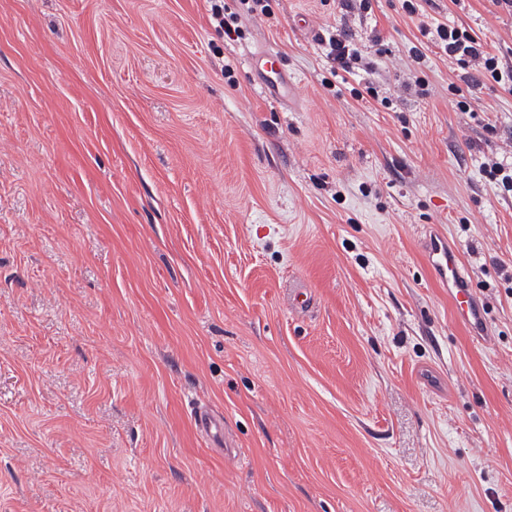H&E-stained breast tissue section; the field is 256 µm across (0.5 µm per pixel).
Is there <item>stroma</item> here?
Instances as JSON below:
<instances>
[{"mask_svg":"<svg viewBox=\"0 0 512 512\" xmlns=\"http://www.w3.org/2000/svg\"><path fill=\"white\" fill-rule=\"evenodd\" d=\"M267 4L223 0L232 42L207 0H0V512H512V92L459 106L401 0ZM420 4L512 65L496 0ZM344 22L380 101L337 89ZM219 1L210 0V2H215L211 5V12L212 17L219 20V27L224 30V38L232 41L242 38L238 17L233 15H230L228 19L224 17V7L216 3ZM355 37L356 34L346 26L337 27L328 36V57L336 64V76H339V71L353 74L360 66L365 67L366 71L374 68L372 63L364 62L365 45ZM273 59V55L267 52H259L255 54L253 57L254 68L259 74H261L262 78L264 79V84L266 86L262 87V89L264 91L265 89H268L269 91H272L274 93L281 92V95L283 97H288V94H293L294 86L292 84L288 85V80L284 75L283 69L281 67H278V69L276 70L277 77L276 79L272 80L269 79L264 73V70H268V66L269 64L272 63ZM482 172L484 177L497 186L502 194L512 195V166L506 167L504 164L496 161L484 163ZM424 252L436 279L448 287L460 322L469 328L474 336H485L488 327L484 309L474 297L458 254L448 248L447 241L429 233L424 242Z\"/></svg>","mask_w":512,"mask_h":512,"instance_id":"obj_1","label":"stroma"}]
</instances>
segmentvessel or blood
Returning <instances> with one entry per match:
<instances>
[{"instance_id":"vessel-or-blood-1","label":"vessel or blood","mask_w":512,"mask_h":512,"mask_svg":"<svg viewBox=\"0 0 512 512\" xmlns=\"http://www.w3.org/2000/svg\"><path fill=\"white\" fill-rule=\"evenodd\" d=\"M424 252L436 279L448 289L460 322L471 333L484 335L488 322L483 308L474 297L458 254L449 249L447 241L438 235H428Z\"/></svg>"}]
</instances>
